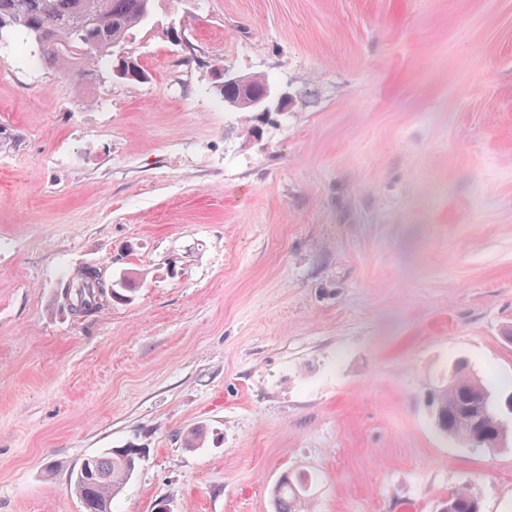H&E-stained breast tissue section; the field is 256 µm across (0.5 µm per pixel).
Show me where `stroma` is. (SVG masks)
Wrapping results in <instances>:
<instances>
[{"mask_svg":"<svg viewBox=\"0 0 512 512\" xmlns=\"http://www.w3.org/2000/svg\"><path fill=\"white\" fill-rule=\"evenodd\" d=\"M128 48L146 81L83 85L0 39V512H82L127 446L113 512H275L287 472L311 512H512V448L428 405L512 376V0H154ZM85 266L137 296L72 315ZM223 68V66L217 65L215 70L218 71ZM228 83L237 84L241 89V95L238 99L226 103L229 107L236 110L249 109L251 112H270L271 105L276 96L272 89L268 98H266V95L256 97L251 92V77L236 75L224 68V84ZM140 455L139 448H112L77 462L71 470L70 491L82 511L112 512V503L131 480ZM447 512H483L480 500L465 487L456 488L448 493Z\"/></svg>","mask_w":512,"mask_h":512,"instance_id":"stroma-1","label":"stroma"}]
</instances>
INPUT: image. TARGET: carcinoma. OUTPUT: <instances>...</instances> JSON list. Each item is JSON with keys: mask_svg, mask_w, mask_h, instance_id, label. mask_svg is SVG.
Segmentation results:
<instances>
[{"mask_svg": "<svg viewBox=\"0 0 512 512\" xmlns=\"http://www.w3.org/2000/svg\"><path fill=\"white\" fill-rule=\"evenodd\" d=\"M150 20L144 0H0V38L5 33L21 43L35 45L45 64L79 82H100L112 72L114 56L134 31ZM141 274L129 271L117 283L101 282L98 272L86 269L72 283L64 282L59 302L74 305L86 316L107 296L116 303L132 300ZM512 382L482 379L458 368L448 382L433 391L432 419L437 430L456 439L466 436L464 421L472 416L495 430L502 426L498 410L501 388ZM512 432L482 443L464 442L469 448L497 451L506 447ZM141 452L114 448L77 462L70 475V491L82 512H112V503L131 480ZM305 480L286 475L273 489L276 512H306ZM448 512H482L480 500L465 487L448 492Z\"/></svg>", "mask_w": 512, "mask_h": 512, "instance_id": "1", "label": "carcinoma"}]
</instances>
